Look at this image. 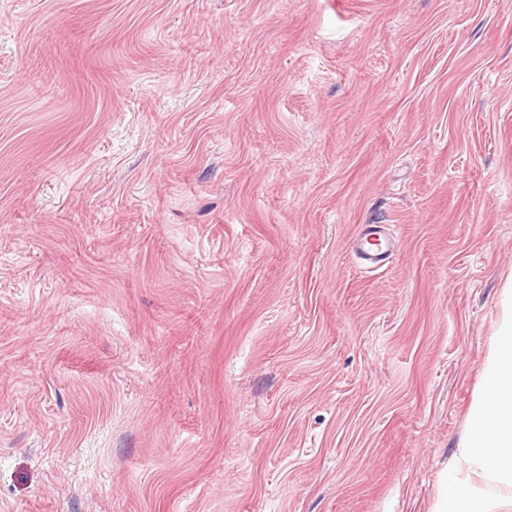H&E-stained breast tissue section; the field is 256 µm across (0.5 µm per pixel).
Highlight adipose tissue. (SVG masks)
Here are the masks:
<instances>
[{
	"label": "adipose tissue",
	"instance_id": "adipose-tissue-1",
	"mask_svg": "<svg viewBox=\"0 0 512 512\" xmlns=\"http://www.w3.org/2000/svg\"><path fill=\"white\" fill-rule=\"evenodd\" d=\"M482 383L459 445V465L443 469L432 512H493L512 502V280L501 294Z\"/></svg>",
	"mask_w": 512,
	"mask_h": 512
}]
</instances>
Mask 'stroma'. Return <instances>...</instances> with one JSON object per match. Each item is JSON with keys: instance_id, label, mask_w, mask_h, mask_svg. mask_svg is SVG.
Here are the masks:
<instances>
[{"instance_id": "stroma-1", "label": "stroma", "mask_w": 512, "mask_h": 512, "mask_svg": "<svg viewBox=\"0 0 512 512\" xmlns=\"http://www.w3.org/2000/svg\"><path fill=\"white\" fill-rule=\"evenodd\" d=\"M511 276L512 0H0V512H431ZM381 229L382 226L377 224H371L363 229L360 236V247L357 251V257L363 265L377 267L382 264L381 261L384 259L383 255L386 251L373 250L370 247H366V244H375L371 242V239L380 241L385 238Z\"/></svg>"}]
</instances>
